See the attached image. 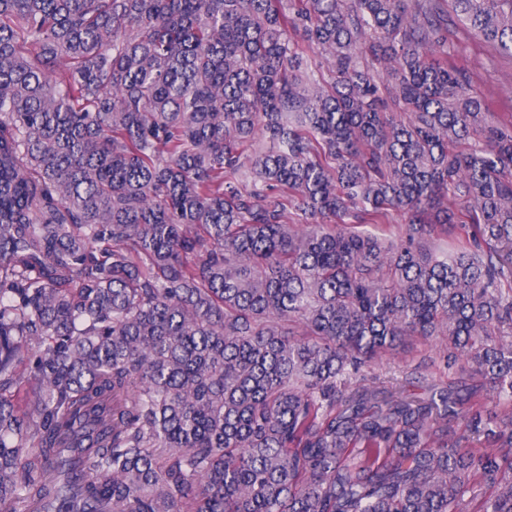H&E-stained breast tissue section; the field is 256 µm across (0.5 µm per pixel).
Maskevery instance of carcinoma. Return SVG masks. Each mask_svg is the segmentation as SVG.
<instances>
[{
    "label": "carcinoma",
    "mask_w": 512,
    "mask_h": 512,
    "mask_svg": "<svg viewBox=\"0 0 512 512\" xmlns=\"http://www.w3.org/2000/svg\"><path fill=\"white\" fill-rule=\"evenodd\" d=\"M418 338L448 385L356 382ZM0 512H512V123L441 0H0Z\"/></svg>",
    "instance_id": "1"
}]
</instances>
